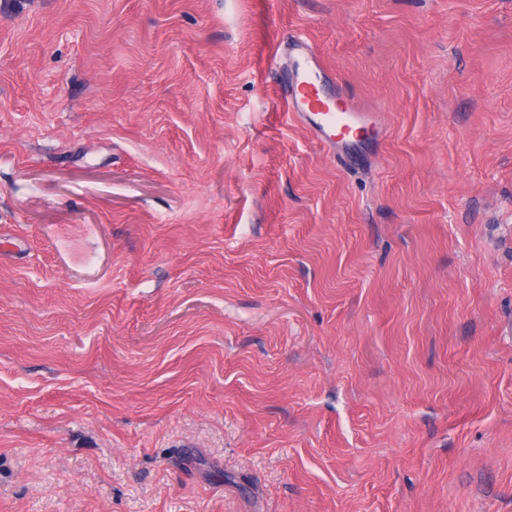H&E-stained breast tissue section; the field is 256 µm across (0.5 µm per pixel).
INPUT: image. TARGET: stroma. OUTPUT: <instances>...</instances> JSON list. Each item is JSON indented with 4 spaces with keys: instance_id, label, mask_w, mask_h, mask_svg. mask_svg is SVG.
I'll use <instances>...</instances> for the list:
<instances>
[{
    "instance_id": "35a3bbf8",
    "label": "stroma",
    "mask_w": 512,
    "mask_h": 512,
    "mask_svg": "<svg viewBox=\"0 0 512 512\" xmlns=\"http://www.w3.org/2000/svg\"><path fill=\"white\" fill-rule=\"evenodd\" d=\"M0 512H512V0H0ZM278 58H286L289 68L282 71L277 92L291 117L307 126L315 139L328 148L352 152L378 130L377 111L361 107L352 96L333 99L322 89L325 71L318 52L301 36L281 40ZM366 136V137H365Z\"/></svg>"
}]
</instances>
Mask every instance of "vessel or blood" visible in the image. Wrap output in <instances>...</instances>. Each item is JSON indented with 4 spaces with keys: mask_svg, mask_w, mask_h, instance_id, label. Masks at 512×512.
<instances>
[{
    "mask_svg": "<svg viewBox=\"0 0 512 512\" xmlns=\"http://www.w3.org/2000/svg\"><path fill=\"white\" fill-rule=\"evenodd\" d=\"M276 55L288 61L277 92L291 117L307 126L318 142L352 152L362 147L369 133L377 131L380 119L375 110L361 107L353 98L336 100L324 93L325 68L304 38L291 36L280 41Z\"/></svg>",
    "mask_w": 512,
    "mask_h": 512,
    "instance_id": "vessel-or-blood-1",
    "label": "vessel or blood"
}]
</instances>
